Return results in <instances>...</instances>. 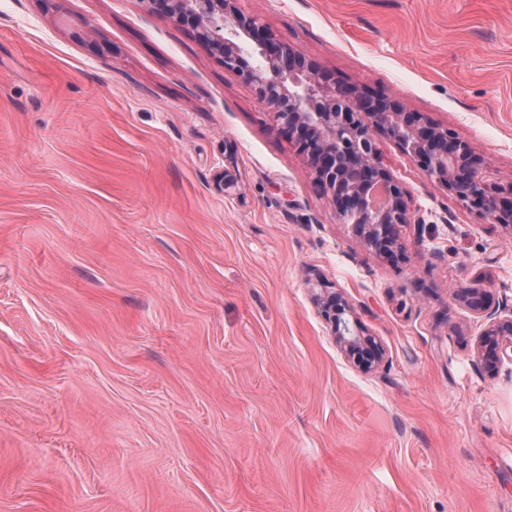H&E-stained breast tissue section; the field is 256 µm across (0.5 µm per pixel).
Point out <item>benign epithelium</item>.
<instances>
[{
    "mask_svg": "<svg viewBox=\"0 0 512 512\" xmlns=\"http://www.w3.org/2000/svg\"><path fill=\"white\" fill-rule=\"evenodd\" d=\"M143 2L191 27L225 68L253 85L306 154L341 223L351 226L366 249L397 257L401 228L410 223L404 191L379 160L378 134L396 141L436 183L485 211L493 223L512 229V181L504 187L506 195H493L484 183L481 159L452 132L404 111L393 99L367 97L336 81L299 49L273 42L258 19L235 12L231 0ZM309 285L345 357L366 371L376 368L385 350L348 299L319 276ZM460 299L486 321L477 364L491 373L503 360L512 361V314L490 309L485 290H466Z\"/></svg>",
    "mask_w": 512,
    "mask_h": 512,
    "instance_id": "7a95c632",
    "label": "benign epithelium"
}]
</instances>
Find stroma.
<instances>
[{"mask_svg":"<svg viewBox=\"0 0 512 512\" xmlns=\"http://www.w3.org/2000/svg\"><path fill=\"white\" fill-rule=\"evenodd\" d=\"M234 6L512 181V0ZM378 147L411 216L395 262L189 29L142 0H0V512H512V362L479 368L456 297L512 312V231ZM309 285L314 302L321 309L330 325L331 335L345 357L363 370L376 368L383 361L385 350L360 323L348 299L333 290L320 276L310 278Z\"/></svg>","mask_w":512,"mask_h":512,"instance_id":"1","label":"stroma"}]
</instances>
